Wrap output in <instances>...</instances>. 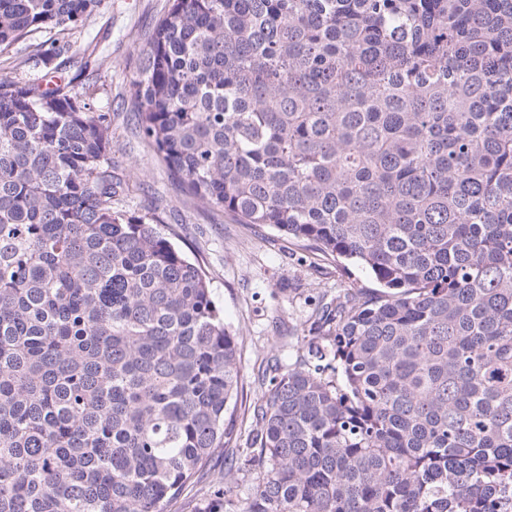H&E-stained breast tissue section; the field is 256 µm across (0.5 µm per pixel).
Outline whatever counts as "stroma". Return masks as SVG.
Listing matches in <instances>:
<instances>
[{"instance_id": "35a3bbf8", "label": "stroma", "mask_w": 512, "mask_h": 512, "mask_svg": "<svg viewBox=\"0 0 512 512\" xmlns=\"http://www.w3.org/2000/svg\"><path fill=\"white\" fill-rule=\"evenodd\" d=\"M171 5L172 0H102L81 26L36 29L0 51V76L27 85L50 80L55 65L48 62L46 49L63 45L78 59L88 43H95V65L74 84L95 111L112 115V165L128 184L123 208L160 224L211 279L212 297L240 343L243 385L236 431L243 442L251 431L248 406L263 391L259 365L274 359L285 368L306 352L313 338L312 315L322 296L351 287L371 290L375 284L360 269H342L270 226L240 223L187 197L155 149L138 136L128 83L153 27ZM223 472L219 452L198 479L167 502L164 512H197Z\"/></svg>"}]
</instances>
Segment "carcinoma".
<instances>
[{
    "label": "carcinoma",
    "instance_id": "1",
    "mask_svg": "<svg viewBox=\"0 0 512 512\" xmlns=\"http://www.w3.org/2000/svg\"><path fill=\"white\" fill-rule=\"evenodd\" d=\"M101 0H0V49ZM184 194L378 288L249 406L201 266L119 207L112 114L0 77V512H512V0H173L132 82ZM261 466L243 510L228 497ZM224 472L223 452L216 453L200 477L183 488L180 494L167 502L164 512H196L200 502L209 496L212 486Z\"/></svg>",
    "mask_w": 512,
    "mask_h": 512
}]
</instances>
